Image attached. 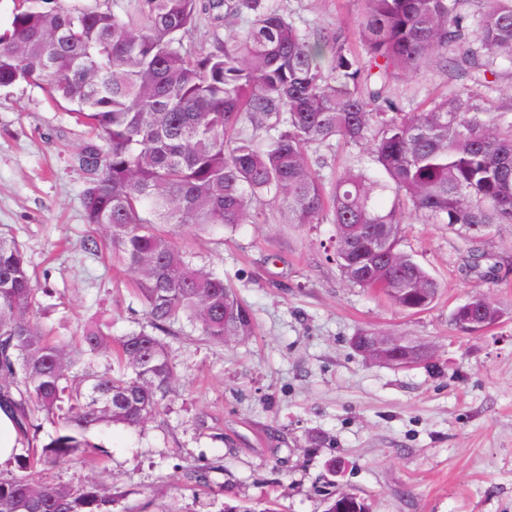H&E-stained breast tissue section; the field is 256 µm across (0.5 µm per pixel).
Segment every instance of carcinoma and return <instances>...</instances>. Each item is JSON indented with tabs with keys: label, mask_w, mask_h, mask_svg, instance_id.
Listing matches in <instances>:
<instances>
[{
	"label": "carcinoma",
	"mask_w": 512,
	"mask_h": 512,
	"mask_svg": "<svg viewBox=\"0 0 512 512\" xmlns=\"http://www.w3.org/2000/svg\"><path fill=\"white\" fill-rule=\"evenodd\" d=\"M365 56L341 28L309 32L280 0H12L0 32V89L38 85L69 106L100 144L75 161L86 175L83 239L134 278L139 328L113 339L83 325L72 342L36 319L45 289L14 237L0 233V407L29 439L38 417L58 425L38 458L70 462L102 423L137 427L164 412L176 380L163 337L190 318L215 344L255 333L224 277L174 242L186 225L232 229L267 222L265 203L291 224L335 225L333 258L356 288L379 289L416 312L439 285L399 248L414 213L478 234L512 224V119L486 109L489 77L512 61V0H359ZM203 15L244 25L207 49L186 40ZM437 62L456 92L406 112L389 94L396 75ZM366 145L376 171L345 167L325 184L308 155L334 140ZM112 360L115 373L95 365ZM96 483L0 477V512H112ZM330 496L325 512H363Z\"/></svg>",
	"instance_id": "1"
}]
</instances>
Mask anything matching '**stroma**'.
<instances>
[{
	"instance_id": "35a3bbf8",
	"label": "stroma",
	"mask_w": 512,
	"mask_h": 512,
	"mask_svg": "<svg viewBox=\"0 0 512 512\" xmlns=\"http://www.w3.org/2000/svg\"><path fill=\"white\" fill-rule=\"evenodd\" d=\"M282 4L301 29L355 33L358 0ZM457 86L435 63L390 84L408 112ZM91 140L41 88L0 90V231L23 245L48 290L40 320L62 337L102 321L117 338L137 328L143 307L108 252L81 249L92 228L73 157ZM310 155L325 177L369 163L367 147L337 141ZM334 234L330 223H288L274 206L264 224L181 228L177 243L223 275L252 311L255 336L214 344L181 321L166 339L179 381L164 414L140 428L99 425L86 434L96 461L46 464L37 477L112 485L113 512L260 510L269 499L279 512H323L339 491L371 512H512V224L467 237L410 217L401 247L441 285L421 312L348 285L327 255ZM475 248L488 275L467 270ZM474 294L502 316L459 333L451 313ZM366 329L432 345L431 365L367 361L351 344ZM194 466L207 467V486L187 487Z\"/></svg>"
}]
</instances>
